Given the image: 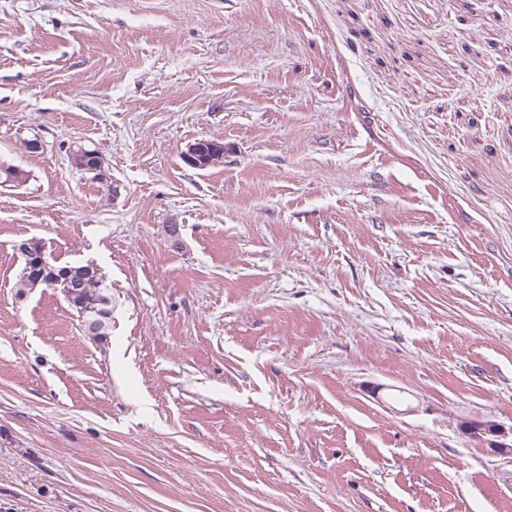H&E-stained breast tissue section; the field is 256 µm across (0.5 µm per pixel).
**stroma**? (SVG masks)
I'll use <instances>...</instances> for the list:
<instances>
[{
	"mask_svg": "<svg viewBox=\"0 0 512 512\" xmlns=\"http://www.w3.org/2000/svg\"><path fill=\"white\" fill-rule=\"evenodd\" d=\"M0 164V512H512V0H0ZM223 155L224 147L200 140L189 146L184 159L194 168H205L220 163ZM33 247L32 242H21L15 245V250L21 254L25 261L27 276H31L32 279L37 281L44 279V282L50 286L62 283L69 291H72L71 288H76L71 281L69 270L58 271V268L50 263L46 256L44 244L40 242L38 249ZM75 271L82 278L83 288H79L70 305L76 310L85 332L93 336L99 342L106 341L109 336L112 321V297L107 284L94 270H98L93 264L64 266ZM95 324V329L91 326ZM467 432L472 439L495 454H512V426L506 428L495 421H476L468 425Z\"/></svg>",
	"mask_w": 512,
	"mask_h": 512,
	"instance_id": "35a3bbf8",
	"label": "stroma"
}]
</instances>
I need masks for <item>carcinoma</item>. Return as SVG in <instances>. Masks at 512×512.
I'll use <instances>...</instances> for the list:
<instances>
[{
    "mask_svg": "<svg viewBox=\"0 0 512 512\" xmlns=\"http://www.w3.org/2000/svg\"><path fill=\"white\" fill-rule=\"evenodd\" d=\"M95 155V151L78 146L71 152V161L74 166L82 170L92 165ZM70 270L79 274L83 282V288L77 291L71 306L78 316L82 317L85 332L97 341L103 342L109 336L112 321L110 289L100 275L86 269L84 265L72 266Z\"/></svg>",
    "mask_w": 512,
    "mask_h": 512,
    "instance_id": "cac0c4a2",
    "label": "carcinoma"
}]
</instances>
